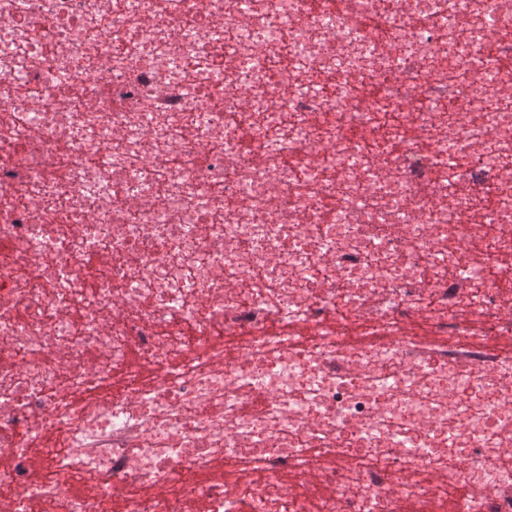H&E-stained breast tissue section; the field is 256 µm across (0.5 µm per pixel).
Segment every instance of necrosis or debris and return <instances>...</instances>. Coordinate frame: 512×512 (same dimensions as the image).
Returning a JSON list of instances; mask_svg holds the SVG:
<instances>
[{
	"label": "necrosis or debris",
	"instance_id": "1",
	"mask_svg": "<svg viewBox=\"0 0 512 512\" xmlns=\"http://www.w3.org/2000/svg\"><path fill=\"white\" fill-rule=\"evenodd\" d=\"M0 512H512V0H0Z\"/></svg>",
	"mask_w": 512,
	"mask_h": 512
}]
</instances>
